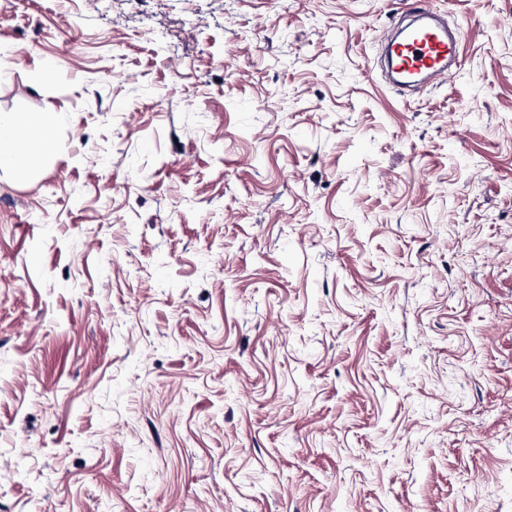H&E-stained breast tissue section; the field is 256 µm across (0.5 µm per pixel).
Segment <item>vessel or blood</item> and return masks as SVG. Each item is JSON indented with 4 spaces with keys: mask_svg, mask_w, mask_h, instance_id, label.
I'll return each mask as SVG.
<instances>
[{
    "mask_svg": "<svg viewBox=\"0 0 512 512\" xmlns=\"http://www.w3.org/2000/svg\"><path fill=\"white\" fill-rule=\"evenodd\" d=\"M421 16L422 23L408 27L386 47L389 79L399 88L413 87L427 79H445L461 63L463 29L450 30L435 22V13L428 7Z\"/></svg>",
    "mask_w": 512,
    "mask_h": 512,
    "instance_id": "vessel-or-blood-1",
    "label": "vessel or blood"
}]
</instances>
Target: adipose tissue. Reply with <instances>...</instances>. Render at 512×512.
I'll return each mask as SVG.
<instances>
[{"instance_id":"ef3b65f1","label":"adipose tissue","mask_w":512,"mask_h":512,"mask_svg":"<svg viewBox=\"0 0 512 512\" xmlns=\"http://www.w3.org/2000/svg\"><path fill=\"white\" fill-rule=\"evenodd\" d=\"M49 146L45 123L26 112L0 113V169L17 167L23 155H35Z\"/></svg>"}]
</instances>
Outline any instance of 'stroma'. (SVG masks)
<instances>
[{
  "mask_svg": "<svg viewBox=\"0 0 512 512\" xmlns=\"http://www.w3.org/2000/svg\"><path fill=\"white\" fill-rule=\"evenodd\" d=\"M412 2L0 0V512H512V0ZM419 14L431 22L408 27L386 47L389 79L399 88L416 86L425 79H446L453 67L461 63L459 46L465 39L463 29L448 30L436 22V13L429 6ZM48 147L45 123L28 112L0 113V169L17 167L22 155H36Z\"/></svg>",
  "mask_w": 512,
  "mask_h": 512,
  "instance_id": "1",
  "label": "stroma"
}]
</instances>
